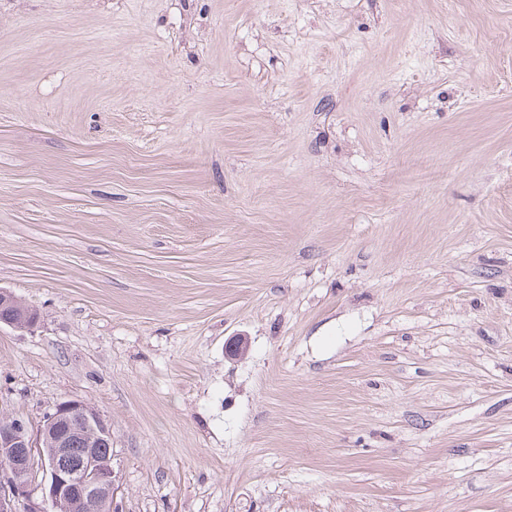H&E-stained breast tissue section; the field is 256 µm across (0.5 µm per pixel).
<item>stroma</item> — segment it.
<instances>
[{"mask_svg":"<svg viewBox=\"0 0 512 512\" xmlns=\"http://www.w3.org/2000/svg\"><path fill=\"white\" fill-rule=\"evenodd\" d=\"M1 288L112 512H512V0H0Z\"/></svg>","mask_w":512,"mask_h":512,"instance_id":"stroma-1","label":"stroma"}]
</instances>
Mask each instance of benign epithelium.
<instances>
[{"instance_id":"benign-epithelium-1","label":"benign epithelium","mask_w":512,"mask_h":512,"mask_svg":"<svg viewBox=\"0 0 512 512\" xmlns=\"http://www.w3.org/2000/svg\"><path fill=\"white\" fill-rule=\"evenodd\" d=\"M15 296L0 289V323L16 330H29L36 325L24 315L14 316L10 311ZM83 414L89 425L96 429L105 442L111 440L107 423L96 412L87 411L85 403L67 400L57 404L46 425L32 436L26 426L18 423L12 427L0 429V453L15 452L17 448H29L44 451L49 458V465L42 467L46 473L42 496L31 498L29 477L32 471V455L15 458L13 468L3 478L6 489L0 492V512H16L14 502L20 497L29 499L28 512H43V506L51 504L53 512H71V503L76 495L90 496L99 501L110 503L117 490L116 474L112 460L101 458L89 452L77 468H67L59 463L66 452V435L59 431L60 423L72 414Z\"/></svg>"}]
</instances>
